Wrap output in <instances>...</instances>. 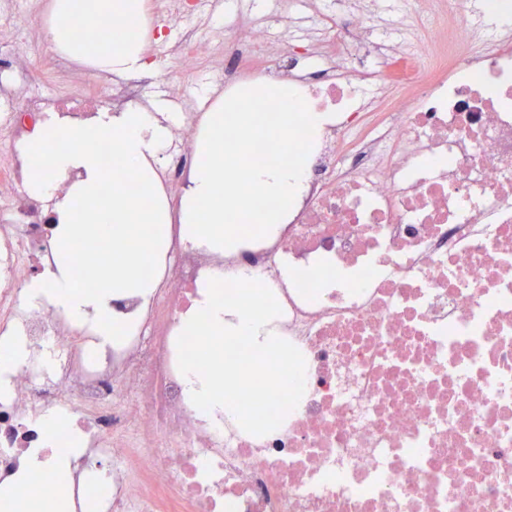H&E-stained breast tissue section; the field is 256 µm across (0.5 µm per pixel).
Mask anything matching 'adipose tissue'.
<instances>
[{
  "label": "adipose tissue",
  "instance_id": "ef3b65f1",
  "mask_svg": "<svg viewBox=\"0 0 512 512\" xmlns=\"http://www.w3.org/2000/svg\"><path fill=\"white\" fill-rule=\"evenodd\" d=\"M51 12V36L71 56L92 57L98 69L117 75L146 68L140 39L106 47L73 37L78 24L107 31L116 22L139 24L146 12V0H53ZM168 136V126L157 119L153 109L134 106L116 114L98 113L88 124L63 128L46 125L31 146L28 180L34 194L47 196L58 184L71 185L56 203L55 235L63 255H70L74 244L86 239L104 241L115 236L137 243L135 250L106 262V275L96 290L75 285L63 265L34 285V298L49 299L70 313L100 321L99 333L106 342L111 333L102 319L111 298L145 294L152 286L143 269L159 255L168 214L164 202L155 196L151 161ZM58 137L73 141V149L44 152V144ZM95 141L111 143L117 158L114 168L105 167L91 150ZM130 181L137 183V193L127 191Z\"/></svg>",
  "mask_w": 512,
  "mask_h": 512
}]
</instances>
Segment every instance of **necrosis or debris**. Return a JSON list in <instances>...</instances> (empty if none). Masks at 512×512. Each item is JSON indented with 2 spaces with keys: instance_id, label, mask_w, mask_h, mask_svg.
<instances>
[{
  "instance_id": "obj_1",
  "label": "necrosis or debris",
  "mask_w": 512,
  "mask_h": 512,
  "mask_svg": "<svg viewBox=\"0 0 512 512\" xmlns=\"http://www.w3.org/2000/svg\"><path fill=\"white\" fill-rule=\"evenodd\" d=\"M152 75L175 107L159 183L169 205L151 294L112 300L115 341L46 300L54 205L27 188L25 150L51 120L143 98L54 50L71 88L32 71L26 16L0 6V489L25 481L73 512H512V0H157ZM222 14L218 26L201 16ZM320 60L319 78L295 72ZM207 60L225 92L287 78L324 122L302 196L258 240L187 241L182 192L203 115L184 80ZM106 247L74 250L97 285ZM277 289V336L306 362L281 426L243 431L194 406L178 367L210 278ZM78 444L70 478L49 474Z\"/></svg>"
}]
</instances>
